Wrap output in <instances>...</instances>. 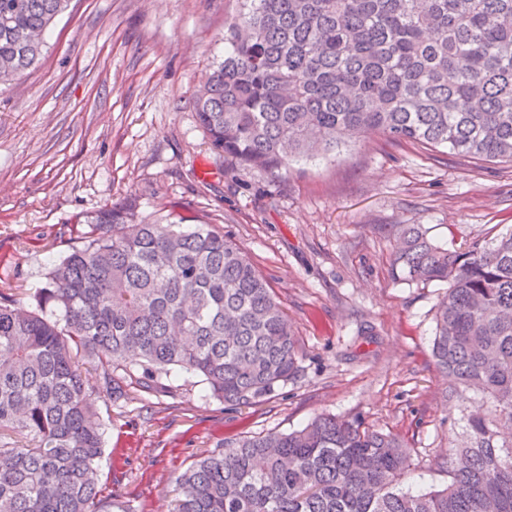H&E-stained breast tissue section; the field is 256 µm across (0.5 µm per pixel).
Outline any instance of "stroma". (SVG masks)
Returning a JSON list of instances; mask_svg holds the SVG:
<instances>
[{"label":"stroma","mask_w":512,"mask_h":512,"mask_svg":"<svg viewBox=\"0 0 512 512\" xmlns=\"http://www.w3.org/2000/svg\"><path fill=\"white\" fill-rule=\"evenodd\" d=\"M241 0H70L39 63L0 85V290L29 298L81 246L80 219L134 199L136 220L223 229L274 288L300 370L229 405L197 378L97 400L101 484L122 512H173L178 476L216 444L302 428L320 414L402 436L403 486L444 488L480 393L455 390L431 344L446 287L396 278L397 229L460 250L512 229V165L371 133L288 175L216 152L194 100Z\"/></svg>","instance_id":"1"}]
</instances>
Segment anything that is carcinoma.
Returning <instances> with one entry per match:
<instances>
[{
    "instance_id": "1",
    "label": "carcinoma",
    "mask_w": 512,
    "mask_h": 512,
    "mask_svg": "<svg viewBox=\"0 0 512 512\" xmlns=\"http://www.w3.org/2000/svg\"><path fill=\"white\" fill-rule=\"evenodd\" d=\"M68 5L0 0V84L41 58ZM224 42L196 112L245 167L286 174L371 132L512 164V0H246ZM88 224L31 303L0 291V512H109L94 394L164 389L177 371L235 405L300 370L273 288L224 231L137 224L128 203ZM392 266L447 285L435 367L490 403L448 454V486L403 490L404 440L319 415L218 443L179 477L174 512H512V232L456 250L404 224Z\"/></svg>"
}]
</instances>
